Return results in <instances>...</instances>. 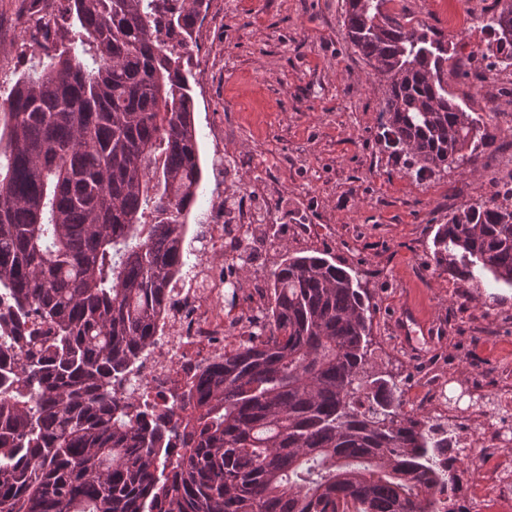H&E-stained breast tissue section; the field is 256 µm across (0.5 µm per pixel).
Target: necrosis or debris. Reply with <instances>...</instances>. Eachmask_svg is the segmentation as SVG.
Here are the masks:
<instances>
[{
  "instance_id": "necrosis-or-debris-1",
  "label": "necrosis or debris",
  "mask_w": 512,
  "mask_h": 512,
  "mask_svg": "<svg viewBox=\"0 0 512 512\" xmlns=\"http://www.w3.org/2000/svg\"><path fill=\"white\" fill-rule=\"evenodd\" d=\"M252 219L253 210L247 206L237 207L229 218L217 203L205 213L203 250L216 262L197 265L189 282L168 295L162 332L137 364L127 386L117 390V397L146 391L157 411L171 413L180 422L187 418L171 380L181 376L185 365L207 368L220 362L224 352L236 348L239 337L248 333L254 310L264 303L262 285L254 280L234 290L242 308L235 310L225 303L224 288L232 275L222 262L248 249L249 241L238 229L250 225ZM457 413L464 430L454 434V447L470 453L476 475L496 488L493 499L477 512H512V455L507 452L512 446V393L501 398L495 408L481 409L470 403Z\"/></svg>"
}]
</instances>
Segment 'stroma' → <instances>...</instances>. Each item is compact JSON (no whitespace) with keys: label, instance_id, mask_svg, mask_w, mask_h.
<instances>
[{"label":"stroma","instance_id":"stroma-1","mask_svg":"<svg viewBox=\"0 0 512 512\" xmlns=\"http://www.w3.org/2000/svg\"><path fill=\"white\" fill-rule=\"evenodd\" d=\"M186 68L204 172L188 235L221 177L258 221L279 227L290 250L362 274L373 305L374 359L411 393L419 369L476 376L482 393L512 372V288L480 287L428 267L438 225L488 198L512 170V69L476 62L449 70L448 91L496 128L495 146L464 168L419 181L407 152L380 137L386 83L349 44L344 0H208ZM493 0H390V13L442 32L459 58L484 48L477 19ZM21 0H0V96L34 70L41 50ZM223 149V174L212 166ZM416 309L429 335L401 336L399 312Z\"/></svg>","mask_w":512,"mask_h":512}]
</instances>
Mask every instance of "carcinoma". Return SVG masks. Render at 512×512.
I'll return each instance as SVG.
<instances>
[{
  "instance_id": "carcinoma-1",
  "label": "carcinoma",
  "mask_w": 512,
  "mask_h": 512,
  "mask_svg": "<svg viewBox=\"0 0 512 512\" xmlns=\"http://www.w3.org/2000/svg\"><path fill=\"white\" fill-rule=\"evenodd\" d=\"M40 69L0 100V512H465L448 422L403 412L376 367L357 277L281 247L255 331L182 395L176 426L113 396L182 278L203 179L185 56L201 0H67ZM390 0H345L355 52L386 76L380 124L420 177L496 129L448 93V42ZM512 67V0L480 17ZM432 261L512 287V180L438 225ZM35 317L41 328L25 327ZM185 448L176 465L162 449Z\"/></svg>"
}]
</instances>
